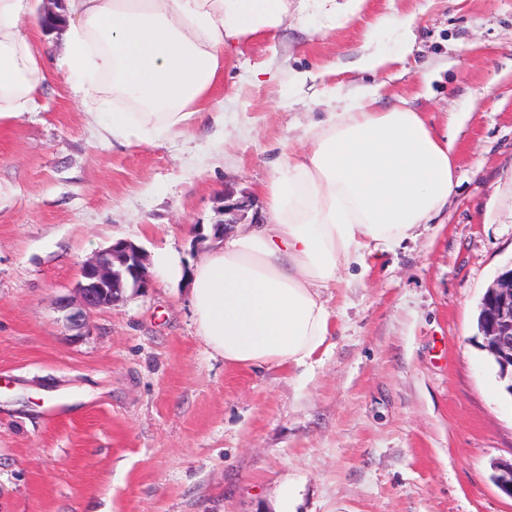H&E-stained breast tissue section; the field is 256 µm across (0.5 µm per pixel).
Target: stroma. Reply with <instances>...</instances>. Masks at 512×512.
I'll use <instances>...</instances> for the list:
<instances>
[{
	"instance_id": "stroma-1",
	"label": "stroma",
	"mask_w": 512,
	"mask_h": 512,
	"mask_svg": "<svg viewBox=\"0 0 512 512\" xmlns=\"http://www.w3.org/2000/svg\"><path fill=\"white\" fill-rule=\"evenodd\" d=\"M388 16L413 17L410 52L360 71ZM39 50V113L0 123V512H512L491 479L512 458V396L477 324L512 265V0L289 20L225 48L202 119L129 146L99 137L55 72L59 35ZM369 87L378 110L406 98L454 136L457 186L415 239L324 290L335 331L305 377L226 366L195 334L188 283L153 266L69 328L81 262L116 239L200 261L225 192L267 217L289 143Z\"/></svg>"
}]
</instances>
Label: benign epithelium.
Returning <instances> with one entry per match:
<instances>
[{
  "mask_svg": "<svg viewBox=\"0 0 512 512\" xmlns=\"http://www.w3.org/2000/svg\"><path fill=\"white\" fill-rule=\"evenodd\" d=\"M149 283L141 248L119 239L81 265L77 287L80 308L69 319L81 329L88 313L112 304L129 286L146 288ZM478 325L483 338L481 347L499 367L504 390L512 396V268L500 273L487 288ZM493 468L495 484L512 498V460L496 462Z\"/></svg>",
  "mask_w": 512,
  "mask_h": 512,
  "instance_id": "benign-epithelium-1",
  "label": "benign epithelium"
}]
</instances>
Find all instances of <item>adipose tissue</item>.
Masks as SVG:
<instances>
[{
	"mask_svg": "<svg viewBox=\"0 0 512 512\" xmlns=\"http://www.w3.org/2000/svg\"><path fill=\"white\" fill-rule=\"evenodd\" d=\"M365 0H65L58 71L102 136L123 145L170 134L200 113L224 49L274 35L289 17L347 25ZM30 0H0V121L36 111L49 74ZM125 96L155 112H118ZM369 89L326 112L266 185L272 220L229 236L192 268L164 249L155 264L190 283L197 336L235 368L311 367L330 347L322 291L340 270L410 238L447 205L455 144L426 115L375 111Z\"/></svg>",
	"mask_w": 512,
	"mask_h": 512,
	"instance_id": "1",
	"label": "adipose tissue"
}]
</instances>
